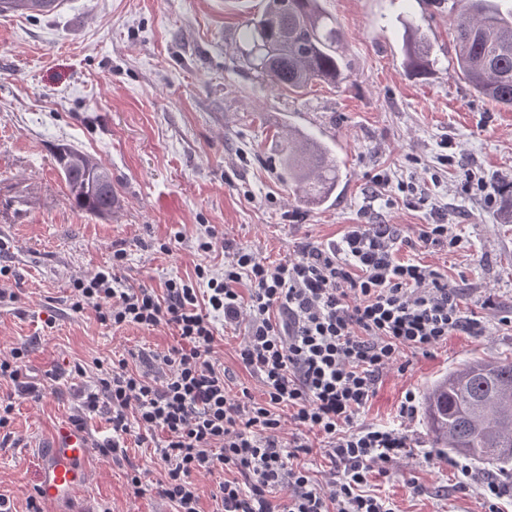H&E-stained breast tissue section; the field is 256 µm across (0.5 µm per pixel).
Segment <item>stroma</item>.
Returning <instances> with one entry per match:
<instances>
[{
  "label": "stroma",
  "instance_id": "stroma-1",
  "mask_svg": "<svg viewBox=\"0 0 512 512\" xmlns=\"http://www.w3.org/2000/svg\"><path fill=\"white\" fill-rule=\"evenodd\" d=\"M346 34L350 76L297 95L272 88L249 70L239 34L262 0H64L39 15L0 18V194L24 191L21 211L0 210V265L13 272L0 303V352L28 349V391L0 382L12 398L8 434H0V496L26 512L34 493L39 445L62 424L83 426L93 443L110 437L102 412L84 406L97 384L96 361L126 359L155 377L149 358L175 344L172 328L100 324L95 311L69 309L74 279L111 264L133 287L163 289L191 280L196 265L224 270L239 249L259 259L297 258L304 245L339 240L350 224H396L406 235L445 214L462 243L455 252L421 245L400 252L447 276L466 308L485 322L479 336L456 333L404 370L383 375L362 420L405 425L414 443L373 489L398 512H484L478 486L457 488L447 450L434 447L423 414L400 421L406 390L431 382L473 357L512 354V110L476 94L450 66L454 45L448 0H324ZM422 27L438 66L409 75L406 22ZM294 126L338 146L339 193L309 205L281 179L286 129ZM73 145L112 170L120 206L104 219L73 209L53 148ZM458 164L442 165L446 152ZM474 171L497 188L494 207L460 190ZM388 176L386 188L375 175ZM421 201L406 204L400 184ZM181 242H174V234ZM213 235V251H197ZM170 251H161V243ZM246 323L218 335L214 356L232 391L262 399L257 377L237 360ZM153 445L128 437L125 457L91 452V480L80 512H169L158 483L165 470ZM139 467L146 486L127 483Z\"/></svg>",
  "mask_w": 512,
  "mask_h": 512
}]
</instances>
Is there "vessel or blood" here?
<instances>
[{"label": "vessel or blood", "instance_id": "1", "mask_svg": "<svg viewBox=\"0 0 512 512\" xmlns=\"http://www.w3.org/2000/svg\"><path fill=\"white\" fill-rule=\"evenodd\" d=\"M90 451V437L82 428L63 424L53 432L39 457L36 491L44 502L54 505L81 496L90 479Z\"/></svg>", "mask_w": 512, "mask_h": 512}]
</instances>
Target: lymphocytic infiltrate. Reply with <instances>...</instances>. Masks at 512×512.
Listing matches in <instances>:
<instances>
[{"instance_id": "1", "label": "lymphocytic infiltrate", "mask_w": 512, "mask_h": 512, "mask_svg": "<svg viewBox=\"0 0 512 512\" xmlns=\"http://www.w3.org/2000/svg\"><path fill=\"white\" fill-rule=\"evenodd\" d=\"M456 248L455 225L437 219L408 237L393 224H351L339 241L303 248L278 263L239 250L223 275L195 268V281L171 278L163 291L133 288L122 275L125 255L75 279L72 313L95 311L105 326H173L177 339L154 354L158 379L121 360L100 366L88 409L103 410L112 430L102 454L124 453L165 434L157 448L165 468L162 494L171 512H201L195 478L218 471L215 512H396L392 500L370 491L374 477L409 456L402 429L364 423L360 415L382 375L405 353H427L456 332L481 335L485 324L462 306L459 287L430 266L401 260L399 251ZM249 283L241 294V283ZM247 318L238 349L264 392L231 393L225 370L212 357L218 323ZM296 430L284 435L281 410ZM320 449L331 469L318 479L297 464ZM286 490L281 501L276 491Z\"/></svg>"}]
</instances>
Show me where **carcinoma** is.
<instances>
[{
    "mask_svg": "<svg viewBox=\"0 0 512 512\" xmlns=\"http://www.w3.org/2000/svg\"><path fill=\"white\" fill-rule=\"evenodd\" d=\"M453 14V72L474 92L512 109V7L496 0H448ZM241 53L271 87L300 92L314 83L336 85L349 78L344 37L322 0H266L240 35ZM407 69L434 70L431 45L420 27L404 39ZM54 158L71 206L110 216L118 201L105 161L69 145ZM337 159L324 142L289 130L283 179L305 202L318 205L336 192ZM434 444L489 469L512 476V357L480 358L457 365L424 394Z\"/></svg>",
    "mask_w": 512,
    "mask_h": 512,
    "instance_id": "1",
    "label": "carcinoma"
}]
</instances>
